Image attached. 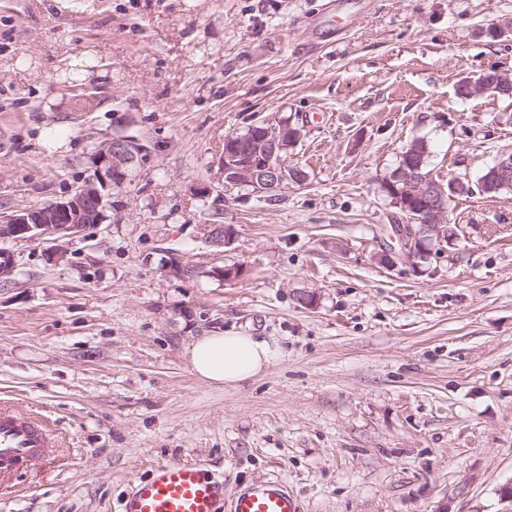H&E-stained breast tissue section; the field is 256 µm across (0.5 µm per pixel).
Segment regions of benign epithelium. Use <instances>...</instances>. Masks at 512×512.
Segmentation results:
<instances>
[{
	"instance_id": "obj_1",
	"label": "benign epithelium",
	"mask_w": 512,
	"mask_h": 512,
	"mask_svg": "<svg viewBox=\"0 0 512 512\" xmlns=\"http://www.w3.org/2000/svg\"><path fill=\"white\" fill-rule=\"evenodd\" d=\"M468 81L473 96L499 94L501 87L512 83V77L496 70L492 75L487 71L475 74ZM301 135L302 130L288 119L273 118L263 121L259 133L250 139L227 136L232 145L219 158L224 184L247 186L253 193L264 195L296 180L298 169L288 166L286 157ZM422 143V139L413 140L407 146V164L394 177L381 182V191L403 214L402 221L393 225V234L400 245V257L408 261L448 238L451 204L461 182L456 178L446 183L426 171L417 159ZM149 157L148 147L139 140L115 132L96 151L93 173L64 200L0 212V243L45 242L50 244L49 260H65V243L88 225L103 223L110 196L122 190ZM485 193H512V157L508 154L503 153L496 160ZM14 271L13 254L1 247L0 283L10 279Z\"/></svg>"
}]
</instances>
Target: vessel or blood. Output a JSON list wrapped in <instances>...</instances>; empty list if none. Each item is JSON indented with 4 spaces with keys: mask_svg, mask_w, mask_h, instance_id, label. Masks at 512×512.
I'll return each mask as SVG.
<instances>
[{
    "mask_svg": "<svg viewBox=\"0 0 512 512\" xmlns=\"http://www.w3.org/2000/svg\"><path fill=\"white\" fill-rule=\"evenodd\" d=\"M49 428L25 414L0 408V486L18 471L41 464L54 449ZM120 512H299L280 484L247 487L224 500V482L194 463L162 462L148 477L129 482Z\"/></svg>",
    "mask_w": 512,
    "mask_h": 512,
    "instance_id": "b4317fda",
    "label": "vessel or blood"
}]
</instances>
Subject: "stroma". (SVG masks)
Segmentation results:
<instances>
[{
	"label": "stroma",
	"mask_w": 512,
	"mask_h": 512,
	"mask_svg": "<svg viewBox=\"0 0 512 512\" xmlns=\"http://www.w3.org/2000/svg\"><path fill=\"white\" fill-rule=\"evenodd\" d=\"M326 2L0 0V211L66 197L115 113L151 151L63 262L9 245L0 407L57 445L0 488V512H119L161 461L211 470L228 500L279 483L300 512H512V198L455 197L456 238L413 265L379 190L416 138L428 168L472 183L512 152V98L456 95L472 73L512 74V35H485L512 0ZM274 116L302 130L288 160L304 180L271 197L225 185V138ZM216 221L231 245L208 242ZM238 264L237 281L211 274ZM209 330L275 337L284 356L208 384L183 352Z\"/></svg>",
	"instance_id": "stroma-1"
}]
</instances>
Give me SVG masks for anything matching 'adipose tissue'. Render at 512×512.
<instances>
[{
    "instance_id": "ef3b65f1",
    "label": "adipose tissue",
    "mask_w": 512,
    "mask_h": 512,
    "mask_svg": "<svg viewBox=\"0 0 512 512\" xmlns=\"http://www.w3.org/2000/svg\"><path fill=\"white\" fill-rule=\"evenodd\" d=\"M283 356L276 339L230 330L196 337L185 348L191 372L219 385H234L263 374Z\"/></svg>"
}]
</instances>
